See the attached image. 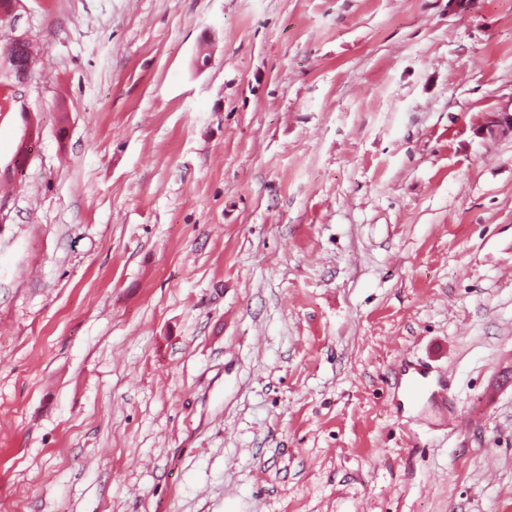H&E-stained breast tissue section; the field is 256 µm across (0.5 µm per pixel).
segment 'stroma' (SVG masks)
<instances>
[{
    "label": "stroma",
    "instance_id": "obj_1",
    "mask_svg": "<svg viewBox=\"0 0 512 512\" xmlns=\"http://www.w3.org/2000/svg\"><path fill=\"white\" fill-rule=\"evenodd\" d=\"M17 35L0 512H512V0H11ZM418 358L448 406L397 413ZM37 53L23 36L13 38L0 52V77L13 85L25 83L32 75Z\"/></svg>",
    "mask_w": 512,
    "mask_h": 512
}]
</instances>
